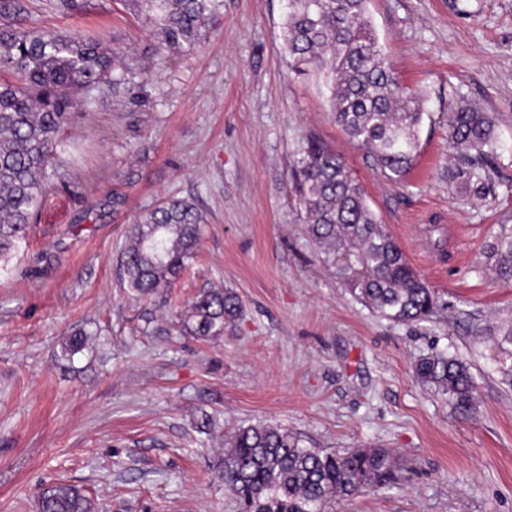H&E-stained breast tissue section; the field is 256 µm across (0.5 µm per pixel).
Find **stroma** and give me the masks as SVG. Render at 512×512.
Returning <instances> with one entry per match:
<instances>
[{
	"mask_svg": "<svg viewBox=\"0 0 512 512\" xmlns=\"http://www.w3.org/2000/svg\"><path fill=\"white\" fill-rule=\"evenodd\" d=\"M22 4L0 29L89 33L146 69L73 114L67 184L0 271V512H38L55 483L83 488L96 512H236L218 477L224 437L256 423L327 451L397 453L392 486L329 512H512V284L488 258L512 226V0H368L384 54L424 96L397 181L336 124L321 78L289 67L285 0H223L194 50L162 57L127 0ZM462 100L496 123L499 185L482 201L448 185ZM308 134L344 159L434 293L426 320L373 313L323 264L291 192ZM167 198L202 212L199 250L137 299L119 256L129 225ZM217 287L241 316L209 340L183 331L179 312ZM77 330L87 345L69 359ZM434 352L468 366L471 409L415 378Z\"/></svg>",
	"mask_w": 512,
	"mask_h": 512,
	"instance_id": "obj_1",
	"label": "stroma"
}]
</instances>
